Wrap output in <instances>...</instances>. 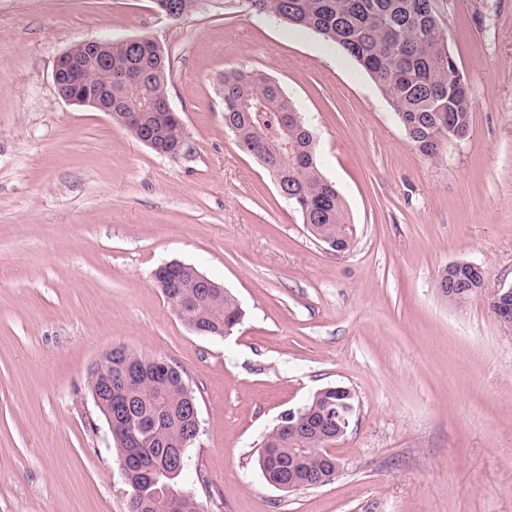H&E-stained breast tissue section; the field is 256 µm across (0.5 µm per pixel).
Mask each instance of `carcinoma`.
<instances>
[{"instance_id": "cac0c4a2", "label": "carcinoma", "mask_w": 512, "mask_h": 512, "mask_svg": "<svg viewBox=\"0 0 512 512\" xmlns=\"http://www.w3.org/2000/svg\"><path fill=\"white\" fill-rule=\"evenodd\" d=\"M255 11L280 17L282 23L310 30L352 58L377 84L393 107L415 148L437 159L448 144L467 138L471 129V101L466 78L449 48V29L441 22L434 0H250ZM169 65L152 41L132 45L112 44V108L136 112L133 125L139 137H151L153 150L166 155L186 139L184 126L166 107ZM224 122L240 146L256 159L277 168L288 201L302 222L314 224L331 251L349 252L356 240L349 238L350 224L344 200L317 166L313 134L280 87L262 73L227 72L222 80ZM264 103L263 118L250 107ZM288 126V148L269 132ZM191 265L169 270L157 268L154 278L169 284L168 295L181 296L201 336H222L239 324V305L226 290L201 295ZM437 293L448 298V289L465 288L469 297L479 295L482 284L466 282L448 271L438 276ZM132 351L112 352V368L93 373L92 382L107 374H121ZM129 404L131 421L145 426L131 435L117 426L113 443L127 460V479L138 494L130 497L129 512H201L192 487L205 479L190 468L187 452L181 465L169 466V450L191 428L188 400H196L182 372L143 370L118 396ZM263 466L273 477L288 479V449L320 448L322 442L298 436L285 428L266 444Z\"/></svg>"}]
</instances>
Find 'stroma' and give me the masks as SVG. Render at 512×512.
<instances>
[{
  "label": "stroma",
  "mask_w": 512,
  "mask_h": 512,
  "mask_svg": "<svg viewBox=\"0 0 512 512\" xmlns=\"http://www.w3.org/2000/svg\"><path fill=\"white\" fill-rule=\"evenodd\" d=\"M467 77L469 136L436 160L320 35L198 0H0V512H128L131 490L88 390L123 345L182 371L202 432L189 449L206 512H512V335L483 298L448 304V264L512 285V0H438ZM150 37L187 135L155 153L57 94L84 40ZM260 71L313 132L357 226L334 256L224 125L225 72ZM195 266L243 311L203 338L152 273ZM356 396L330 484L286 493L258 463L280 414L318 390Z\"/></svg>",
  "instance_id": "1"
}]
</instances>
